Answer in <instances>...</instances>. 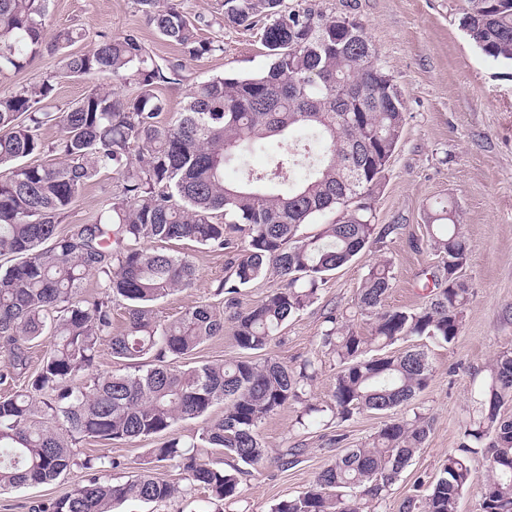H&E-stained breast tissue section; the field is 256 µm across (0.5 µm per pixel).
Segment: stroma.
Wrapping results in <instances>:
<instances>
[{"label": "stroma", "mask_w": 512, "mask_h": 512, "mask_svg": "<svg viewBox=\"0 0 512 512\" xmlns=\"http://www.w3.org/2000/svg\"><path fill=\"white\" fill-rule=\"evenodd\" d=\"M292 8H309L333 17L344 15L364 24L380 63L405 104V125L375 193L378 226L393 231L374 242L347 265L330 273L317 301L291 318L268 353L290 366L312 359L316 379L311 401L331 403L336 360L319 340L326 316L344 314L345 322L369 334L372 320L347 310L362 279L375 263L389 261L395 279L387 306L416 309L424 305L440 260L427 245V209L446 199L461 216L469 242L463 270L471 295L462 331L451 343L413 337L394 344V351L423 349L432 367L427 387L409 404L393 409L396 417L425 414L431 431L421 450L391 485L380 512H399L417 481L439 472L449 452L462 442L464 424L475 408L484 367L496 353L512 350V63L486 57L460 27L468 0H285ZM48 29H88L90 37L77 43L88 50L92 36L137 33L156 61L180 56V49L161 39L146 24L135 0H52ZM206 40L224 43L222 53L187 61L182 81L162 85L158 95L168 112L180 111L195 84L215 76L244 77L266 70L270 59L255 31L212 26L201 30ZM198 270L195 288L178 291L155 307L162 320L176 319L188 306L212 302L211 287L229 274L232 257L224 252L191 248ZM300 404L290 403L267 417L259 435L268 450L266 462L243 476L238 501L224 512H270L275 502L309 487L320 469L337 454L331 436L345 434V447L367 441L384 423V415L365 412L341 422L316 423L298 429ZM156 439L78 444L83 454L104 455L121 463L112 479L126 481L141 471L179 482L177 469L149 458ZM289 448L301 449L300 462L287 468L280 462ZM81 469L54 484L0 491V512H34L40 502L56 497L80 479Z\"/></svg>", "instance_id": "35a3bbf8"}]
</instances>
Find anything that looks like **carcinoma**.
I'll list each match as a JSON object with an SVG mask.
<instances>
[{
	"label": "carcinoma",
	"mask_w": 512,
	"mask_h": 512,
	"mask_svg": "<svg viewBox=\"0 0 512 512\" xmlns=\"http://www.w3.org/2000/svg\"><path fill=\"white\" fill-rule=\"evenodd\" d=\"M51 0H0V74L18 73L35 57L59 55L58 70L33 84L0 94V341L9 351L0 383L26 369L24 344L45 334L53 344L25 387L0 398V491L51 485L75 468L85 478L38 512H113L127 500L166 502L201 488L210 512L239 495V474L216 468L197 449L221 448L246 466L267 458L259 425L290 402L303 405L296 424H311L318 408L307 395L314 361L297 367L267 350L290 318L317 299L325 276L348 264L395 227L377 231L373 195L405 125V104L378 62L364 26L291 9L284 0H224L221 16L188 15L180 0H136L147 24L183 57L161 65L134 33L99 34L84 52L69 48L83 28L49 34ZM461 25L487 57L512 62V0H469ZM258 29L271 63L251 77L216 76L192 87L169 121L156 88L176 79L184 58L224 52L200 37L212 24ZM106 76L112 89L95 87L55 112L58 80ZM134 85L135 90L125 92ZM54 124L47 142L41 130ZM280 136L291 147L272 156L261 172L248 156ZM52 156L55 162L26 159ZM243 177L224 181V169ZM116 189L80 224H65L85 188L104 173ZM338 212L316 234L300 233L316 215ZM429 242L441 257L437 292L418 309L386 306L394 275L387 261L371 266L353 308L373 319L361 336L333 314L320 347L336 358L332 417L387 412L409 403L428 385L431 367L422 350L386 354L412 337L450 343L462 330L469 285L462 270L469 243L457 210L438 202L429 212ZM149 242H190L236 253L229 276L213 296L222 307L198 304L172 320L155 316L157 302L195 287L197 268L180 251L150 250ZM281 288L247 309L239 296L268 270ZM98 291L81 294L86 280ZM126 305L123 330L112 327V303ZM230 326L247 355L196 366L181 360ZM134 371L104 375L101 347ZM224 405L190 442L175 438L149 449L150 457L179 469L183 484L145 471L114 484L108 472L121 462L79 457L77 444L163 437L180 421ZM512 350L485 368L478 407L464 425L461 448L448 454L429 483L415 486L400 512H458L472 481L467 454L486 448L488 477L482 512H512ZM430 420L416 412L390 419L370 441L336 456L296 496L271 512H378L390 486L421 449Z\"/></svg>",
	"instance_id": "carcinoma-1"
}]
</instances>
